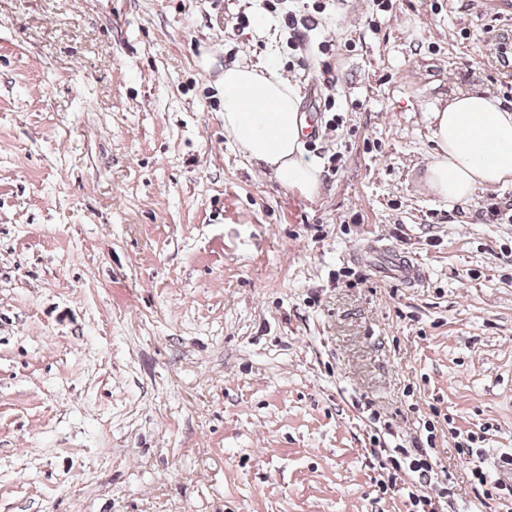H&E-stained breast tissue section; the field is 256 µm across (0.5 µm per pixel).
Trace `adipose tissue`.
<instances>
[{
    "instance_id": "obj_1",
    "label": "adipose tissue",
    "mask_w": 512,
    "mask_h": 512,
    "mask_svg": "<svg viewBox=\"0 0 512 512\" xmlns=\"http://www.w3.org/2000/svg\"><path fill=\"white\" fill-rule=\"evenodd\" d=\"M224 132L242 154L270 169L284 186L313 197L319 170L304 157L301 98L274 64L224 70ZM434 152L425 182L454 205L481 187L512 185V108L488 91L457 92L425 114Z\"/></svg>"
}]
</instances>
